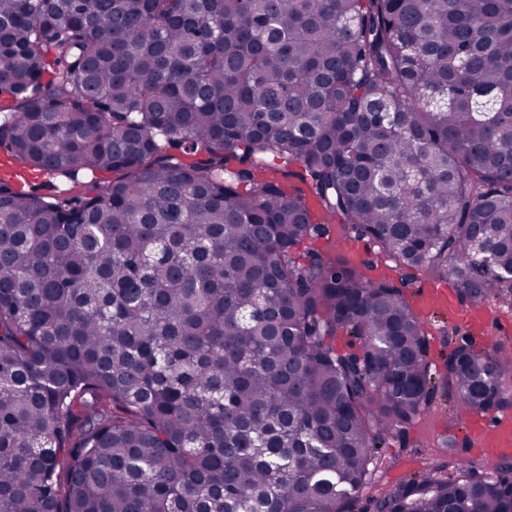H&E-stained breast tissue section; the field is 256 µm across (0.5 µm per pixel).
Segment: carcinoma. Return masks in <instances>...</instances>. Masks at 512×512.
Masks as SVG:
<instances>
[{
    "label": "carcinoma",
    "mask_w": 512,
    "mask_h": 512,
    "mask_svg": "<svg viewBox=\"0 0 512 512\" xmlns=\"http://www.w3.org/2000/svg\"><path fill=\"white\" fill-rule=\"evenodd\" d=\"M0 148L91 176L0 175V512H345L437 387L500 405L406 288L512 298V0H0ZM456 466L377 512H512ZM348 242L359 246L358 253L354 259L343 253L350 265L364 271L366 264H374L376 270L371 272L372 275L378 278L385 277L386 279H391L394 276L391 270L392 262L385 258L370 241L352 238Z\"/></svg>",
    "instance_id": "obj_1"
}]
</instances>
